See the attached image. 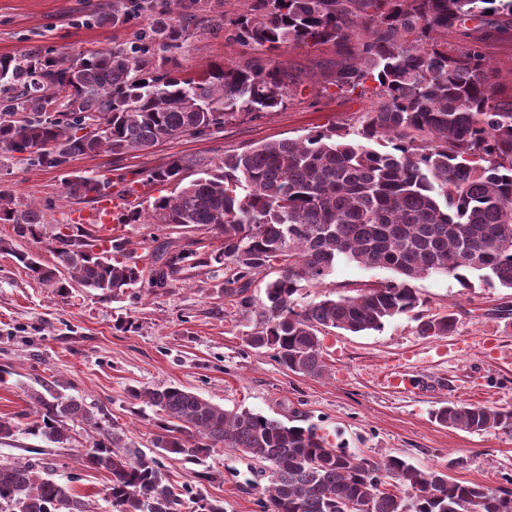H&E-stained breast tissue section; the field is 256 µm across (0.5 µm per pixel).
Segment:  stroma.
<instances>
[{
    "mask_svg": "<svg viewBox=\"0 0 512 512\" xmlns=\"http://www.w3.org/2000/svg\"><path fill=\"white\" fill-rule=\"evenodd\" d=\"M95 2L0 0V56L109 49L131 41L148 25L143 17L122 27L98 26L88 18ZM482 48L492 83L511 94L512 32L486 39ZM248 53L223 35L191 32L175 58L180 73L190 76L237 64ZM278 60L297 78L278 112L259 119L241 115L211 134L166 142L145 156H82L71 162V169L106 175L119 188H136L146 207L175 192L174 185L146 182L148 171L169 155L208 159L332 125L347 131L359 127L374 97L342 95L329 85L336 60L332 46L292 44ZM63 178L58 169L0 162V189L19 202L47 208L52 224L70 222L75 211L61 196ZM390 276L385 269L342 261L318 291L348 295ZM225 279L223 265L213 262L170 287L132 288L115 301L80 287L62 296L0 252V416L22 426L12 438L0 439V458L36 462L40 475L70 486L84 500L86 512H113L99 495L106 483L103 473L86 468L77 457L78 449L90 447L91 435L74 426L69 444L62 447L27 434L23 426L35 418L31 396L51 390L80 400L149 452L162 414L131 400L128 391L176 385L227 410L314 425L330 443L360 456L397 455L422 469L461 456L466 464L452 470L454 479L494 487L512 475V436L467 433L432 417L450 402L512 409V316L498 313L500 307H512V290L477 282L465 288L447 276L429 275L415 283L421 310L455 314L452 335L420 336L407 316L378 331H336L322 338L324 375L311 377L285 370L270 353L245 345L253 318L225 298ZM318 291L305 288L299 296L307 301ZM390 365L416 374L419 389L399 394L382 387L378 376ZM162 461L182 499L200 491L223 501L224 512H262L269 472L243 453L215 448L199 465L172 454ZM209 470L218 472L216 481L202 480Z\"/></svg>",
    "mask_w": 512,
    "mask_h": 512,
    "instance_id": "1",
    "label": "stroma"
}]
</instances>
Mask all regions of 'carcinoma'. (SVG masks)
Masks as SVG:
<instances>
[{"mask_svg": "<svg viewBox=\"0 0 512 512\" xmlns=\"http://www.w3.org/2000/svg\"><path fill=\"white\" fill-rule=\"evenodd\" d=\"M173 17L158 19L133 47L86 49L50 56H0V160L64 169L79 156L117 158L150 153L183 136L206 135L240 114L282 109L295 77L276 53L295 43L336 50L329 84L353 94L369 80L376 101L356 131L333 126L300 139L265 142L204 161L169 156L147 181L175 183L176 195L154 199L151 223L207 229L224 236L215 254L203 240L151 238L139 266L130 241L97 249L96 225L60 224L55 263L15 250L30 275L64 295L77 284L116 298L130 288H166L187 268L224 265V296L256 315L245 334L252 349L309 376L325 371L321 336L381 329L413 315L421 336H448L454 314L418 311L414 282L431 274L472 287L512 289V98L498 94L478 47L448 52L436 31L464 32L479 23L512 30V0H251L250 13L224 19V37L253 50L242 62L185 76L165 63L186 33H214L200 0H173ZM149 9L148 0H103L101 26H122ZM196 169L195 177L188 172ZM112 179L67 174L73 204L112 196ZM0 223L19 239L41 237L45 213L0 190ZM387 269L393 277L354 295L295 301L319 288L336 263ZM276 273L264 296L249 294L256 276ZM129 395L164 414L153 447L201 461L212 448H236L271 469L266 512H512V488L458 481L440 468L420 469L398 456L360 458L333 446L312 426L242 409L225 410L177 386L133 388ZM38 419L27 427L55 444L71 427L92 432L83 464L108 474L101 495L115 512H177L159 457L128 447L83 403L61 394L32 396ZM443 426L512 436V409L448 403L433 412ZM195 512H224L198 492ZM0 512H86L70 489L37 475L35 464L0 459Z\"/></svg>", "mask_w": 512, "mask_h": 512, "instance_id": "carcinoma-1", "label": "carcinoma"}]
</instances>
